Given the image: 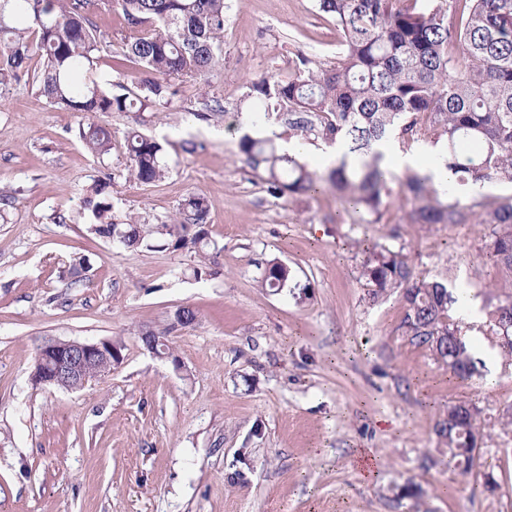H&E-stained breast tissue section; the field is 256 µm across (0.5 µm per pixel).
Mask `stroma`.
<instances>
[{
  "label": "stroma",
  "instance_id": "35a3bbf8",
  "mask_svg": "<svg viewBox=\"0 0 512 512\" xmlns=\"http://www.w3.org/2000/svg\"><path fill=\"white\" fill-rule=\"evenodd\" d=\"M224 3L223 65L177 79L170 105L104 115V157L78 137L92 115L40 93L39 60L0 86V191L16 196L0 217V512H512V362L459 383L401 329L398 291L373 295L359 277L378 245L476 297L510 291L512 273L486 256L488 228L408 224L396 204L382 223L354 224L337 219L332 192L271 195L228 130L251 106L246 83L288 76L301 54L333 58L340 33L317 0ZM93 20L99 71L137 97L146 73L124 57L121 13ZM214 99L222 111L208 112ZM134 130L164 144L166 178L129 179ZM106 173L117 224H157L188 194L207 197L218 253L205 273L190 250L126 249L89 231L83 193ZM76 253L90 269L72 288L64 264ZM271 260L288 266L290 288L260 286ZM183 306L198 320L169 335L175 360L153 356L138 329ZM50 337L118 340L123 361L77 390L38 385ZM457 399L480 410L487 464L466 475L448 468L434 429ZM360 448L377 475L357 467ZM409 483L418 497L403 496Z\"/></svg>",
  "mask_w": 512,
  "mask_h": 512
}]
</instances>
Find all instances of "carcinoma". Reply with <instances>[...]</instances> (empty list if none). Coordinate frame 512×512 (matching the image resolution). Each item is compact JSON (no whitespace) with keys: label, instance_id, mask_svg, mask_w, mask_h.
Instances as JSON below:
<instances>
[{"label":"carcinoma","instance_id":"1","mask_svg":"<svg viewBox=\"0 0 512 512\" xmlns=\"http://www.w3.org/2000/svg\"><path fill=\"white\" fill-rule=\"evenodd\" d=\"M343 40L327 62L300 56L285 78L248 81V97L261 105L251 119L259 125L272 114L288 124L301 145L342 142L345 153L321 175L298 155L283 153L270 137L243 134L238 151L255 171L266 174L274 196L314 197L336 190L345 213L360 224H379L394 202L397 176L384 164L381 147L389 140L404 150L424 141L444 144L449 180L409 172L399 200L409 224H463L491 228L488 257L512 272V201H478L469 185L512 183V0H317ZM121 11L133 35L124 55L151 77L134 101L114 94L99 76L100 36L93 16L102 9ZM224 0H0V85L29 73L33 57L42 60L39 90L70 112H129L150 104L167 105L177 95L172 78L201 79L224 62ZM86 150L102 157L112 149V130L104 122L79 129ZM129 178L151 183L169 173L162 142L138 131L127 139ZM111 182H94L82 199L93 222L91 233L127 249H188L209 257L206 232L210 209L201 194L179 204L171 223H112ZM70 284L84 281L88 260L66 262ZM359 275L376 297L400 289L401 327L411 341L447 358L448 373L461 382L478 375L476 361L449 311L459 301L442 281L417 274L389 249H368ZM290 269L267 263L261 287L279 292ZM512 293L489 313L486 335L496 338L501 355L512 360ZM462 419L458 402L436 422L448 448V464L463 474L476 465L471 453L480 430L479 410Z\"/></svg>","mask_w":512,"mask_h":512}]
</instances>
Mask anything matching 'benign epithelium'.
<instances>
[{
    "label": "benign epithelium",
    "mask_w": 512,
    "mask_h": 512,
    "mask_svg": "<svg viewBox=\"0 0 512 512\" xmlns=\"http://www.w3.org/2000/svg\"><path fill=\"white\" fill-rule=\"evenodd\" d=\"M121 363L119 345L110 340L49 339L38 349L32 380L38 385L67 382L79 388L97 378L101 369L109 373Z\"/></svg>",
    "instance_id": "obj_1"
}]
</instances>
